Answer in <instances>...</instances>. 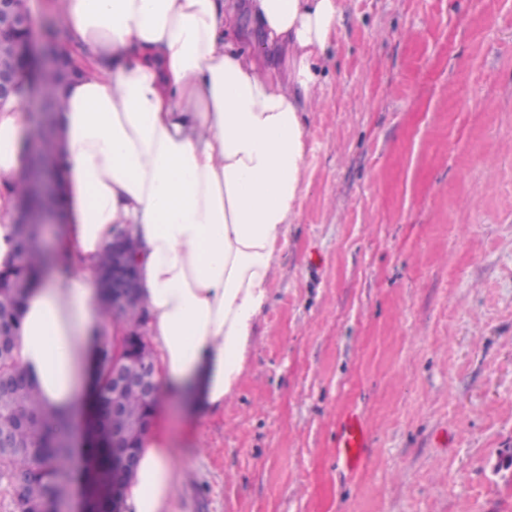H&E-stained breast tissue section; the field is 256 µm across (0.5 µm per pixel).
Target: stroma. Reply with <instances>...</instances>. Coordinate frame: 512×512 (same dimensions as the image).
<instances>
[{"instance_id": "obj_1", "label": "stroma", "mask_w": 512, "mask_h": 512, "mask_svg": "<svg viewBox=\"0 0 512 512\" xmlns=\"http://www.w3.org/2000/svg\"><path fill=\"white\" fill-rule=\"evenodd\" d=\"M329 55L236 391L155 414L174 512H512V0H344ZM365 446V435L362 427L356 420H350L346 425L343 444L347 456H357L359 458L363 448H366Z\"/></svg>"}]
</instances>
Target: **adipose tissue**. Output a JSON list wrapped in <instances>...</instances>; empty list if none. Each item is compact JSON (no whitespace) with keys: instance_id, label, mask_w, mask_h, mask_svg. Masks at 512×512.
<instances>
[{"instance_id":"ef3b65f1","label":"adipose tissue","mask_w":512,"mask_h":512,"mask_svg":"<svg viewBox=\"0 0 512 512\" xmlns=\"http://www.w3.org/2000/svg\"><path fill=\"white\" fill-rule=\"evenodd\" d=\"M80 75L56 115L65 263L30 288L18 364L41 398L81 413L100 382L95 278L113 236L137 244L143 327L163 393L220 410L244 369L303 195L302 115L321 101L343 0H58ZM0 106V267L15 263L28 116ZM178 471L145 434L122 512H172Z\"/></svg>"}]
</instances>
